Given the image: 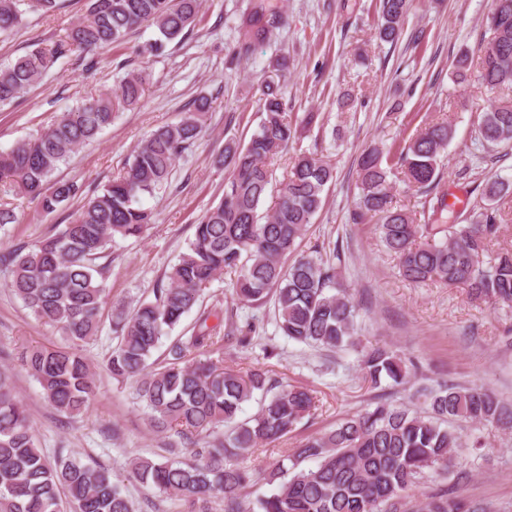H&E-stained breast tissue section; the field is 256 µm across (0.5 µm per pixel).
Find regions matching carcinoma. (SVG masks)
Returning a JSON list of instances; mask_svg holds the SVG:
<instances>
[{"mask_svg": "<svg viewBox=\"0 0 512 512\" xmlns=\"http://www.w3.org/2000/svg\"><path fill=\"white\" fill-rule=\"evenodd\" d=\"M201 0H89L86 13L65 38L36 45L0 69V104L13 102L72 52L95 56L143 25L156 37L140 53L160 55L167 44L184 39L194 25ZM58 0H0V32L18 26L27 12L49 14ZM409 0H380L378 36L386 42L401 34ZM282 24L256 6L243 19L244 36L263 39ZM486 32L464 50L452 71L457 84L469 81L471 67L489 90L512 87V0H493ZM287 68L276 60L262 87L265 118L249 142H226L218 163L230 170L224 197L195 225L188 249L167 274L168 285L154 299L112 310L118 343L108 365L112 376L135 382L150 410L152 426L174 432L194 445L189 463L137 458L125 480L112 471L58 454L50 461L39 450L25 408L11 377L0 372V512H136L124 482L138 484L162 499L176 498L187 512H211L220 498L224 512H462L458 501L443 497L414 500L429 474L453 466L460 436L451 421L512 425V411L484 387L444 383L425 390L423 410L378 402L337 428L307 439L283 455L266 480L274 490L248 506L243 490L254 480L248 455L279 441L316 411L317 397L301 386L276 389L261 369H224L196 359L219 352L224 341L245 346L254 328L233 316L219 317L203 306L205 290L223 274L236 276V301L262 305L273 300L276 324L290 341L330 350L352 343L355 305L334 287L333 265L320 257L296 255L300 239L321 209L334 167L314 153H300L287 172L273 207L260 213L270 184L268 162L295 139L276 79ZM145 78L127 75L119 91L84 98L48 130L0 151V193L29 197L54 213L82 195L83 185L57 180L56 171L75 150L112 124L115 113L135 107ZM211 102L199 97L175 123L165 124L125 161L124 172L85 197L71 222L29 251L0 255L11 268L14 295L39 320L58 327L65 348L41 347L21 354L20 363L38 381L44 399L70 418L81 415L95 395L83 347L97 335L105 303V266L96 263L117 238L139 237L151 222L142 201L166 182L178 156L196 141ZM478 139L487 147L512 145V101L475 115ZM441 120L428 125L392 152L372 145L357 159L358 209L352 220L377 221L382 241L413 283L439 282L464 288L474 300L512 305V250L486 263L483 255L497 237L512 183L494 177L482 191L484 204L468 213L443 208L445 197L429 198L441 181V155L453 137ZM424 196L427 222L394 208L391 178ZM295 256L293 262L288 257ZM198 317L190 335L178 336L160 365L151 362L164 336L192 310ZM364 381L404 386L413 366L383 348L364 354ZM261 394L257 412L240 418L243 404ZM306 461L315 462L305 467Z\"/></svg>", "mask_w": 512, "mask_h": 512, "instance_id": "1", "label": "carcinoma"}]
</instances>
